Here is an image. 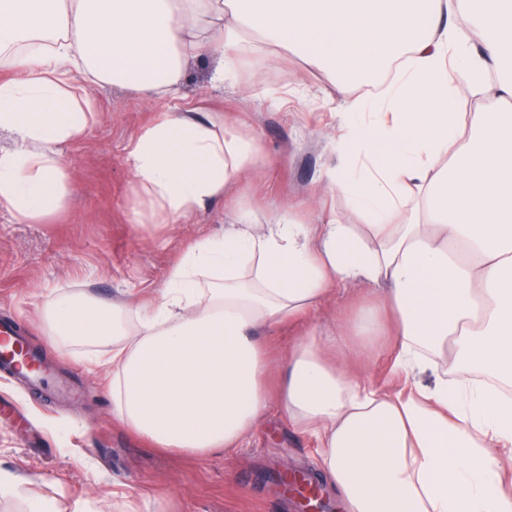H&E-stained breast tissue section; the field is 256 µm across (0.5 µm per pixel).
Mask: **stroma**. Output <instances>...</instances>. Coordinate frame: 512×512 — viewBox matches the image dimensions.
Returning a JSON list of instances; mask_svg holds the SVG:
<instances>
[{"label":"stroma","instance_id":"obj_1","mask_svg":"<svg viewBox=\"0 0 512 512\" xmlns=\"http://www.w3.org/2000/svg\"><path fill=\"white\" fill-rule=\"evenodd\" d=\"M218 64L210 54L189 59L170 98L91 88L87 133L61 148L70 189L65 207L34 224L0 208V320L20 328L51 362L53 381L37 390L0 372V467L68 512H139L161 498L175 500L178 512H303L281 478L320 472V448L276 407L232 453L194 458L149 447L112 413L110 344L55 343L39 321L58 296L132 307L152 299L188 244L228 225L232 212L220 201L188 224L141 223L146 207L132 193L126 153L138 131L167 112H219L258 135L263 160L233 190L256 223L290 206L310 223L322 208L359 223L326 188L341 109L331 78L275 52L248 89H218L211 82ZM392 364L391 346L378 342L353 372L369 387H396Z\"/></svg>","mask_w":512,"mask_h":512}]
</instances>
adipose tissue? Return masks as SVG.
<instances>
[{
    "label": "adipose tissue",
    "instance_id": "obj_1",
    "mask_svg": "<svg viewBox=\"0 0 512 512\" xmlns=\"http://www.w3.org/2000/svg\"><path fill=\"white\" fill-rule=\"evenodd\" d=\"M257 43L344 75V164L326 178L364 223L289 208L260 228L235 206L151 302L60 297L48 334L111 340L113 412L151 447L239 448L275 402L323 448L347 512H512L497 457L512 447V0H0V207L22 223L64 207L57 147L86 133L87 88L165 97L204 52L221 59L213 84L236 86ZM352 83L376 92L349 97ZM467 93L485 106L456 111ZM262 159L255 132L192 110L142 129L126 162L150 221L176 224ZM353 281L378 301L330 332L309 325L274 365L263 332ZM388 334L395 368L434 385L374 389L348 372Z\"/></svg>",
    "mask_w": 512,
    "mask_h": 512
}]
</instances>
